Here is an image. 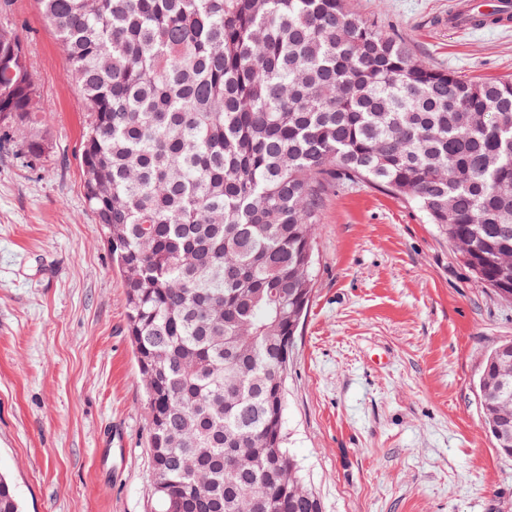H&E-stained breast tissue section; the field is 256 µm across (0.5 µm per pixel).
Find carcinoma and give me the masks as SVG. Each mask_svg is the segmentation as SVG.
I'll list each match as a JSON object with an SVG mask.
<instances>
[{
    "label": "carcinoma",
    "instance_id": "carcinoma-1",
    "mask_svg": "<svg viewBox=\"0 0 512 512\" xmlns=\"http://www.w3.org/2000/svg\"><path fill=\"white\" fill-rule=\"evenodd\" d=\"M37 2L90 110L85 198L122 277L159 512H321L284 446L279 369L325 187L414 204L511 300L512 79L416 64L348 0ZM36 98L0 20V142L35 122ZM22 148L39 160L48 144ZM503 348L478 382L489 429L512 417L494 394ZM0 512H20L4 476Z\"/></svg>",
    "mask_w": 512,
    "mask_h": 512
}]
</instances>
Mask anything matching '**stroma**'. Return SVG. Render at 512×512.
Returning <instances> with one entry per match:
<instances>
[{"mask_svg":"<svg viewBox=\"0 0 512 512\" xmlns=\"http://www.w3.org/2000/svg\"><path fill=\"white\" fill-rule=\"evenodd\" d=\"M10 3L38 114L0 150V473L24 512H155L121 278L84 199L89 112L37 0ZM453 3L349 0L416 60L512 78V29L449 27ZM35 132L49 144L39 160L18 149ZM507 340L512 301L476 281L416 206L364 183L327 186L284 411L285 445L322 512H512V458L475 386Z\"/></svg>","mask_w":512,"mask_h":512,"instance_id":"35a3bbf8","label":"stroma"}]
</instances>
